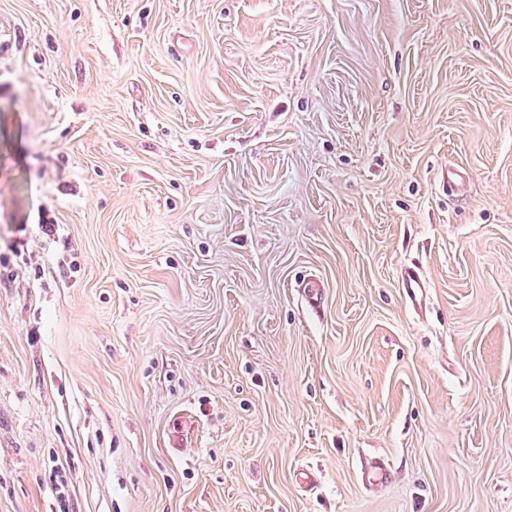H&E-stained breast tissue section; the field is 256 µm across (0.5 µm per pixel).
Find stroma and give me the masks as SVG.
Returning a JSON list of instances; mask_svg holds the SVG:
<instances>
[{
    "mask_svg": "<svg viewBox=\"0 0 512 512\" xmlns=\"http://www.w3.org/2000/svg\"><path fill=\"white\" fill-rule=\"evenodd\" d=\"M63 499L512 512V0H0V512ZM398 281L412 302L419 298L422 288H425V278L421 270L415 266L401 268L398 273Z\"/></svg>",
    "mask_w": 512,
    "mask_h": 512,
    "instance_id": "obj_1",
    "label": "stroma"
}]
</instances>
